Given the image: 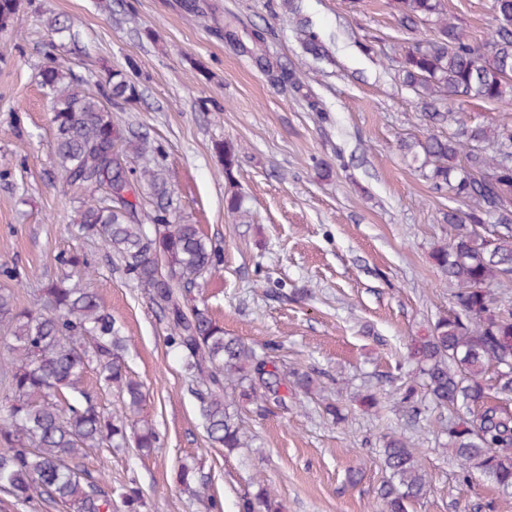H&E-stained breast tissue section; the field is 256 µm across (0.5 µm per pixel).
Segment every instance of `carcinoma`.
<instances>
[{
  "instance_id": "1",
  "label": "carcinoma",
  "mask_w": 512,
  "mask_h": 512,
  "mask_svg": "<svg viewBox=\"0 0 512 512\" xmlns=\"http://www.w3.org/2000/svg\"><path fill=\"white\" fill-rule=\"evenodd\" d=\"M20 0H0V30L13 25ZM409 30L432 21L434 34L399 52L398 77L412 90L434 124L453 127L446 136L401 144L409 166L437 190L467 199L466 212L450 210V242L433 259L455 285L453 306L424 336L412 340L409 356L437 408L453 409L448 419V451L465 473H479L512 495V306L493 296L490 286L512 284V122L469 124L460 117L465 98L512 102V0H492L497 27L481 43L469 41L444 17L442 0H394ZM304 48L322 52L307 20L299 22ZM50 100L54 163L62 186L78 203V224L97 239L163 314L166 344L180 359L188 389L198 403L208 439L232 451L245 445L242 410L228 391L260 409L273 400L288 405V393L310 390L316 379L284 366L278 346L262 351L224 326L208 307L188 296L220 271L223 252L197 224L176 219L169 200L163 149L135 129H122L112 109L124 110L140 98L138 86L120 70L93 90L67 79L55 64L39 71ZM274 80L293 90L296 72L279 69ZM224 173L237 163L235 149L222 143ZM138 166L127 165V157ZM146 185L156 198L145 211ZM491 222L494 236L480 228ZM58 263L90 275L93 262L71 253ZM0 341L8 357L0 360L6 394L0 400V491L19 502L47 498L69 512H112V489L73 465L95 448L139 450L156 447L159 435L140 416L146 396L133 378L122 351L120 328L95 292L69 282H51L30 307L0 289ZM101 387L114 389L122 409L106 413L85 386L88 370ZM380 455L390 473L379 512H414L426 495L428 475L415 449L398 433L383 436ZM177 483L200 497L207 482L183 465ZM237 512H284L271 489L256 484L240 496Z\"/></svg>"
}]
</instances>
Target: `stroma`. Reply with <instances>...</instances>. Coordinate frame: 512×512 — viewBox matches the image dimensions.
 <instances>
[{
    "label": "stroma",
    "mask_w": 512,
    "mask_h": 512,
    "mask_svg": "<svg viewBox=\"0 0 512 512\" xmlns=\"http://www.w3.org/2000/svg\"><path fill=\"white\" fill-rule=\"evenodd\" d=\"M325 43L307 53L283 0H24L0 32V276L21 306L58 279L60 254L81 250L95 270L83 278L127 338L126 363L147 393L142 414L160 446L101 449L77 458L95 479L136 480L143 512H208L175 483L196 462L209 492L235 512L244 490L268 484L286 512H377L387 477L381 436L395 428L417 448L430 479L416 512H512V498L480 474L464 475L445 448L449 413L421 392L408 345L452 306L454 287L431 254L448 243V209L469 203L436 190L399 148L431 127L418 98L401 85L394 58L415 36L393 0H294ZM475 43L496 23L491 0H445ZM65 21L68 31L52 29ZM233 30L236 40L224 37ZM262 31L272 63L294 69L322 105L276 86L243 52ZM68 76L103 80L126 71L141 98L114 113L120 127L162 145L167 189L180 216L224 251V265L197 303L224 333L255 348L278 343L288 365L316 372L344 407L333 422L313 394L287 407L267 403L244 415L247 447L228 453L207 439L196 399L166 343V323L148 295L108 251L85 238L76 205L56 176L47 100L38 83L46 62ZM234 146L225 176L215 143ZM238 194L243 211L225 198ZM416 386L404 402L407 386ZM379 393L380 411L357 393Z\"/></svg>",
    "instance_id": "35a3bbf8"
}]
</instances>
